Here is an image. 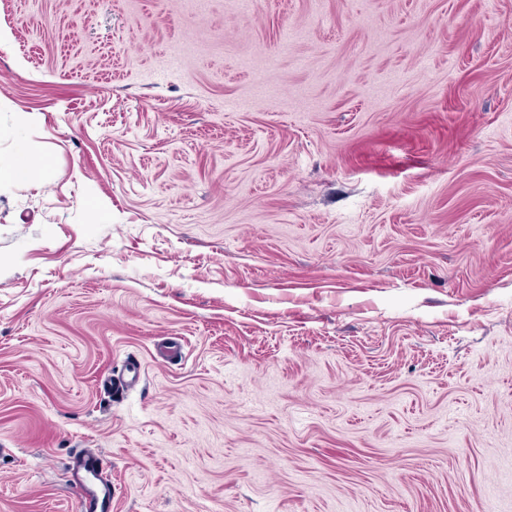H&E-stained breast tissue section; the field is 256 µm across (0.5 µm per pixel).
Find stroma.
<instances>
[{
	"label": "stroma",
	"mask_w": 512,
	"mask_h": 512,
	"mask_svg": "<svg viewBox=\"0 0 512 512\" xmlns=\"http://www.w3.org/2000/svg\"><path fill=\"white\" fill-rule=\"evenodd\" d=\"M0 31V512H512V0ZM45 157H36L21 151L9 165H0V182L2 181H36L40 180L46 170ZM103 458L97 451L86 452L75 464L76 469L84 470L91 480L79 486L81 500L87 510L100 506L105 508L112 501V484L100 479L103 470Z\"/></svg>",
	"instance_id": "obj_1"
}]
</instances>
